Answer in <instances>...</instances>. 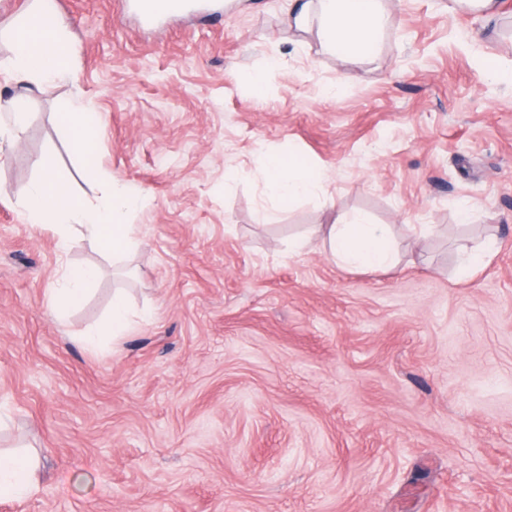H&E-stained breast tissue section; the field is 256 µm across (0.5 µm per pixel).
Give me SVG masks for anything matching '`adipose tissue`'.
<instances>
[{
	"instance_id": "ef3b65f1",
	"label": "adipose tissue",
	"mask_w": 512,
	"mask_h": 512,
	"mask_svg": "<svg viewBox=\"0 0 512 512\" xmlns=\"http://www.w3.org/2000/svg\"><path fill=\"white\" fill-rule=\"evenodd\" d=\"M43 13L44 6L39 2L15 27L12 53L0 65L17 90L13 96L0 94V137L15 138L23 132L28 114L23 109L22 93L70 76L71 64L79 53L77 42L67 34L64 19L55 18L46 31L42 28ZM288 18L299 29L317 22L324 49L346 59L363 54L375 43L383 20V4L382 0H290ZM65 121L74 150L91 157L102 117L74 105L66 112ZM261 171L268 195L281 202L324 189L321 175L292 157L265 155ZM143 200L139 191L114 180L96 202L82 203L48 171L40 181L24 189L21 206L27 223L51 224L61 250H68L75 233L84 232L118 257L135 244L134 227L125 223L123 217ZM288 246L296 253L324 249L328 259L342 268L387 270L399 264L386 225L371 223L361 214L350 216L345 223L323 225L309 235L294 237ZM97 278L96 267H67L62 286L52 289L50 294V306L56 317L65 318L80 306ZM129 323L128 302L123 294H115L105 328L84 330L77 341L85 348H95L102 336L125 335ZM36 487L29 461L0 453L1 495L22 499L29 497Z\"/></svg>"
}]
</instances>
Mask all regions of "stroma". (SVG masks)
I'll list each match as a JSON object with an SVG mask.
<instances>
[{
	"mask_svg": "<svg viewBox=\"0 0 512 512\" xmlns=\"http://www.w3.org/2000/svg\"><path fill=\"white\" fill-rule=\"evenodd\" d=\"M210 2L145 27L119 0H60L74 74L0 141V451L38 485L0 512H512V82L488 74L512 71V0L490 23L386 0L378 42L345 60L289 30L284 0ZM75 101L104 120L88 160ZM264 152L324 194L271 203ZM47 164L78 199L141 191L136 250L63 253L27 224ZM359 212L389 225L395 270L289 255ZM492 231L458 278V244ZM80 265L100 276L59 322L47 295ZM117 289L128 335L74 343ZM496 246V239L489 237L479 247L471 249L464 247L462 249L459 274L463 277H469L475 273L492 256Z\"/></svg>",
	"mask_w": 512,
	"mask_h": 512,
	"instance_id": "35a3bbf8",
	"label": "stroma"
}]
</instances>
